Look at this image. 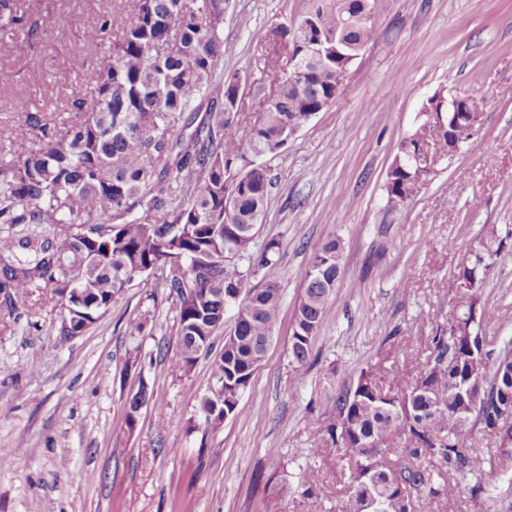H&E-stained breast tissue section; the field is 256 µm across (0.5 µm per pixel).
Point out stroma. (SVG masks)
<instances>
[{"label":"stroma","instance_id":"stroma-1","mask_svg":"<svg viewBox=\"0 0 512 512\" xmlns=\"http://www.w3.org/2000/svg\"><path fill=\"white\" fill-rule=\"evenodd\" d=\"M374 33L338 101L276 155L264 224L253 242L280 243L281 309L271 346L239 400L213 430L198 422L213 384L211 359L190 372L169 359L178 339L176 296L161 274L136 279L84 334H60V306L41 292L0 298V512H265L264 476L284 487L282 512H306L303 478L323 512L347 490L331 446H316L333 404L363 369L426 359L428 338L456 298L455 273L488 231L505 240L481 293L496 318L495 345L512 341V0H372ZM305 0H227L221 67L243 82L242 124L255 120L277 72L264 66L274 28L297 21ZM127 0H24L25 23L0 38V159H11L20 105L53 131L90 99L70 60L84 30ZM476 98L481 128L411 203L387 212L384 183L400 141L423 121L435 93ZM343 245L325 319L301 371L289 364L294 316L310 259L326 240ZM145 322L142 334L129 327ZM149 405L128 422L127 401ZM167 417L158 426L155 405ZM197 429H189L190 421ZM279 449L272 464L268 449Z\"/></svg>","mask_w":512,"mask_h":512}]
</instances>
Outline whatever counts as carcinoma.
<instances>
[{
  "label": "carcinoma",
  "mask_w": 512,
  "mask_h": 512,
  "mask_svg": "<svg viewBox=\"0 0 512 512\" xmlns=\"http://www.w3.org/2000/svg\"><path fill=\"white\" fill-rule=\"evenodd\" d=\"M226 0H132L129 18L104 14L82 38L72 69L90 88L92 102L78 98L81 117L63 132H51L30 113L25 128L14 130V154L0 161V224H50L66 227L64 237L0 234V292L23 296L49 288L61 305L68 336H80L109 311L131 283L166 268L178 299V365L190 370L202 351L191 337L208 336L225 316L224 295L243 289L236 306L235 341L213 358V388L200 398L204 425L234 403L247 369L261 353L279 318V242L270 239L261 253L250 247L263 223L271 181L253 158L278 153L288 143V122L331 105L336 97V45L324 47L305 86L288 76L278 79L277 103L263 109L245 138L237 135L242 94L237 73L215 83L221 62V29ZM303 23L338 33L357 44L373 30L352 18L361 0H307ZM24 22L18 0H0V34L10 35ZM208 101L206 120L188 136L187 112ZM463 127L449 126L424 163L402 162L386 179V193L409 203L433 167L448 162V139ZM249 169L246 181L227 173L235 165ZM504 240L491 230L471 254L469 266L482 284ZM339 241L330 239L314 254L322 268L308 281L295 313L291 360L304 366L331 293L325 283L336 277ZM257 261L264 286L247 287L244 275L224 267L233 258ZM472 306L452 310L430 337V353L410 379L396 373L389 384L373 369L360 375L354 391L334 397L336 411L325 433L338 452L355 493L359 474L373 470L379 481L359 496H384L390 512H417L390 490L398 476L421 491L425 503L453 502L460 485L469 486L472 504L483 499L490 478L499 473L483 449L473 445L478 426L496 425L499 405L512 400V342L497 355L489 340L469 339L463 325L477 313L479 332L492 321L478 289ZM481 398L476 417L471 402ZM444 472L434 474L428 465Z\"/></svg>",
  "instance_id": "cac0c4a2"
}]
</instances>
